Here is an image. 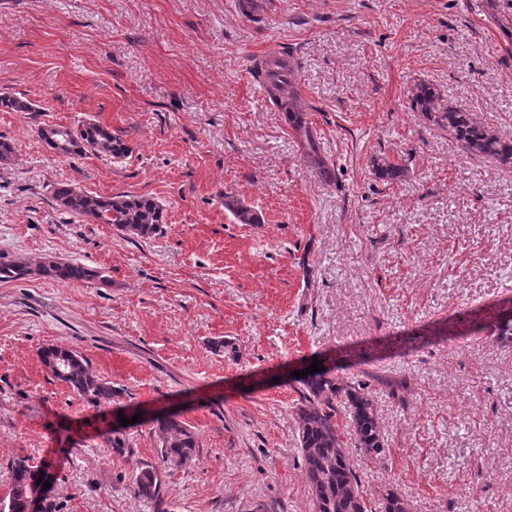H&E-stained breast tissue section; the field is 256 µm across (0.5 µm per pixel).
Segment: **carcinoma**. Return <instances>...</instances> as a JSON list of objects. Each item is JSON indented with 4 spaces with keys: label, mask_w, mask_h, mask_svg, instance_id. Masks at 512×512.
Masks as SVG:
<instances>
[{
    "label": "carcinoma",
    "mask_w": 512,
    "mask_h": 512,
    "mask_svg": "<svg viewBox=\"0 0 512 512\" xmlns=\"http://www.w3.org/2000/svg\"><path fill=\"white\" fill-rule=\"evenodd\" d=\"M269 92L292 123L304 161L327 179L337 178L335 165L319 152L317 135L307 113L300 111L297 92L286 83L269 85ZM412 101L416 111L432 125L448 131L468 154L512 168V136L477 121L465 107L445 102L442 94L429 84H416ZM0 109L30 112L33 106L19 97L0 94ZM72 131L75 138L68 149L72 158L92 153L119 161L131 153L121 138L112 135L109 128L93 119L83 121ZM371 167L373 175L386 183L397 180L403 172L400 165L386 157L372 158ZM51 196L60 210L97 224H110L127 236L151 238L162 233L164 228L163 205L150 196L93 195L75 184L64 182L52 186ZM224 207L237 224L258 223L256 213L239 199L224 196ZM34 275L62 283H108L107 276L100 271L78 262L50 260L32 266L0 253V282L18 281ZM489 320L495 323L500 339L512 340V316H506L502 310L495 311ZM39 354L48 372L66 383L86 405L98 409L118 405L123 399V389L94 374L87 360L77 352L43 347ZM61 354L70 360L63 375L54 369V362ZM297 382L300 384V398L295 424L314 512H373L362 480L350 463L352 448L372 459L386 452L385 438L368 385L343 381L324 367L297 379ZM342 411L347 416V428L344 430L337 423V415ZM151 424L160 442L162 463L167 468L147 465L136 470L132 474V488L137 496L156 502L159 512H166L163 488L167 469L182 467L197 459L198 435L172 412H158L151 419ZM129 431L130 427L114 421L111 433L104 438L105 447L117 456L129 455L132 452ZM53 467L51 459H42L37 464L22 457L13 460L10 465L12 482L5 495L0 497V512H26L28 491L37 473ZM378 512H408L407 499L398 485L389 483L379 489Z\"/></svg>",
    "instance_id": "obj_1"
}]
</instances>
